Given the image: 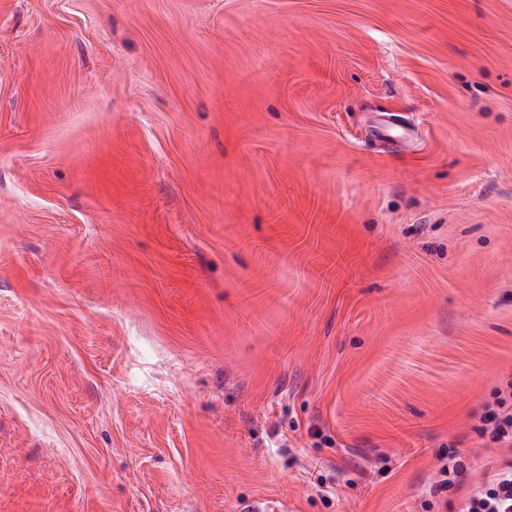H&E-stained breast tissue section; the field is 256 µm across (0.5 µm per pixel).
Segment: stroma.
<instances>
[{
  "mask_svg": "<svg viewBox=\"0 0 512 512\" xmlns=\"http://www.w3.org/2000/svg\"><path fill=\"white\" fill-rule=\"evenodd\" d=\"M511 378L512 0H0V512H455Z\"/></svg>",
  "mask_w": 512,
  "mask_h": 512,
  "instance_id": "obj_1",
  "label": "stroma"
}]
</instances>
